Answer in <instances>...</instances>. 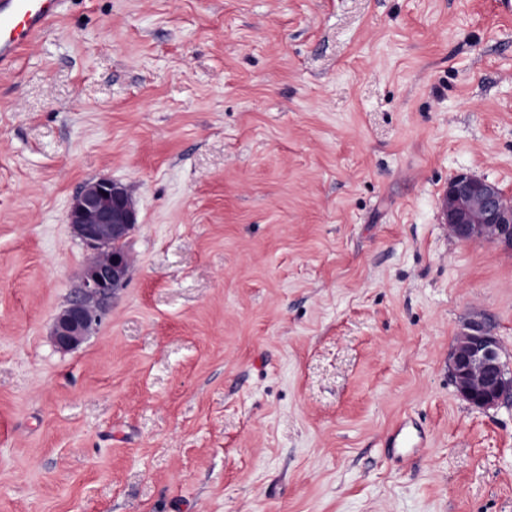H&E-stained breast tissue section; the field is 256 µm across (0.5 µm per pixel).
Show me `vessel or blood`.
<instances>
[{"label": "vessel or blood", "instance_id": "b4317fda", "mask_svg": "<svg viewBox=\"0 0 512 512\" xmlns=\"http://www.w3.org/2000/svg\"><path fill=\"white\" fill-rule=\"evenodd\" d=\"M66 0H0V72L13 68L20 54L58 19Z\"/></svg>", "mask_w": 512, "mask_h": 512}]
</instances>
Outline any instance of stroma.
<instances>
[{"label":"stroma","instance_id":"35a3bbf8","mask_svg":"<svg viewBox=\"0 0 512 512\" xmlns=\"http://www.w3.org/2000/svg\"><path fill=\"white\" fill-rule=\"evenodd\" d=\"M461 172L512 194L499 0H68L0 75V512H512V401L448 370L478 308L512 373ZM100 177L132 266L63 351Z\"/></svg>","mask_w":512,"mask_h":512}]
</instances>
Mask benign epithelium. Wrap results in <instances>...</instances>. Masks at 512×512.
<instances>
[{"label": "benign epithelium", "instance_id": "benign-epithelium-1", "mask_svg": "<svg viewBox=\"0 0 512 512\" xmlns=\"http://www.w3.org/2000/svg\"><path fill=\"white\" fill-rule=\"evenodd\" d=\"M444 229L459 241L482 240L512 250V195L496 184L467 173L444 188ZM68 224L90 252L80 288L57 315L53 339L62 350L77 347L100 321V309L127 278L131 258L106 251V240L124 239L137 224L131 196L110 179L91 180L69 207ZM494 321L474 313L456 337L449 371L458 394L472 406L489 409L512 401V377L502 361Z\"/></svg>", "mask_w": 512, "mask_h": 512}]
</instances>
